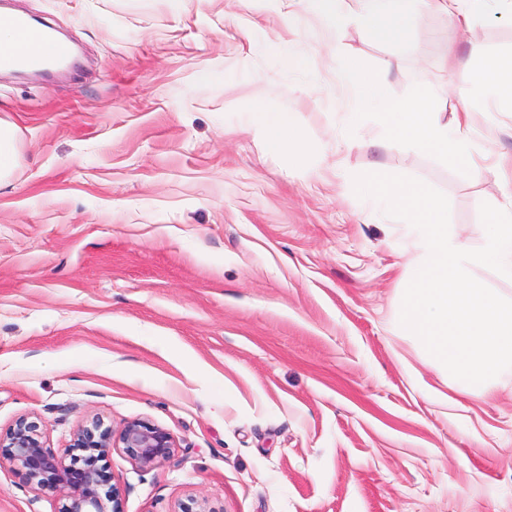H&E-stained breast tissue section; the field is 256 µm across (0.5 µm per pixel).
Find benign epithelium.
<instances>
[{
    "instance_id": "1",
    "label": "benign epithelium",
    "mask_w": 512,
    "mask_h": 512,
    "mask_svg": "<svg viewBox=\"0 0 512 512\" xmlns=\"http://www.w3.org/2000/svg\"><path fill=\"white\" fill-rule=\"evenodd\" d=\"M0 448V466L21 475L34 491L62 499L59 512H111L110 496L102 493L109 475L100 465L110 450L119 448L135 465L148 469L169 460L175 443L159 426L132 421L114 434L94 418L59 453L46 445L41 424L23 416L0 438Z\"/></svg>"
}]
</instances>
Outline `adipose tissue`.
<instances>
[{"mask_svg": "<svg viewBox=\"0 0 512 512\" xmlns=\"http://www.w3.org/2000/svg\"><path fill=\"white\" fill-rule=\"evenodd\" d=\"M360 19L377 38L385 42L402 40L408 17L404 0H360ZM338 84L350 91L355 104L343 119V136L351 138L365 118L375 119L392 140L428 147L450 157L464 167L473 164L474 147L470 138L468 97H461L452 120L439 119L431 112L432 103L447 99L445 89L423 88L405 99L392 98L380 75L368 72L358 61L349 59L336 71ZM486 102L512 108V60L496 61L485 67L479 83ZM264 144L277 153L288 154L295 164L305 159V137L285 112L257 113Z\"/></svg>", "mask_w": 512, "mask_h": 512, "instance_id": "obj_1", "label": "adipose tissue"}]
</instances>
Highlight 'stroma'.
Returning <instances> with one entry per match:
<instances>
[{"mask_svg": "<svg viewBox=\"0 0 512 512\" xmlns=\"http://www.w3.org/2000/svg\"><path fill=\"white\" fill-rule=\"evenodd\" d=\"M64 32L75 74L0 75L17 164L0 179V435L37 418L63 451L97 416L167 430L170 460H103L119 512H512V379L470 396L396 315L415 250L347 181L418 178L481 241L479 205L512 202L497 171L512 111L471 95V170L340 128L342 59L390 95L479 77L512 57V15L469 23L413 0L403 43L378 41L344 0L335 26L307 0H0ZM311 69L287 66L288 49ZM214 72L199 90L201 71ZM259 112L304 131L296 166L269 152ZM59 499L0 469V512Z\"/></svg>", "mask_w": 512, "mask_h": 512, "instance_id": "35a3bbf8", "label": "stroma"}]
</instances>
